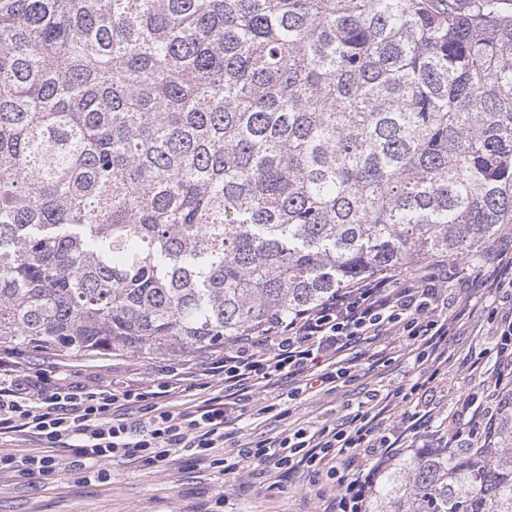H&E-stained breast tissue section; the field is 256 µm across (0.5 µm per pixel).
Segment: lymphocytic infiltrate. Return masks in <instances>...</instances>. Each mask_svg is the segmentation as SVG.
Returning a JSON list of instances; mask_svg holds the SVG:
<instances>
[{"label": "lymphocytic infiltrate", "mask_w": 512, "mask_h": 512, "mask_svg": "<svg viewBox=\"0 0 512 512\" xmlns=\"http://www.w3.org/2000/svg\"><path fill=\"white\" fill-rule=\"evenodd\" d=\"M451 277L436 265L401 280L394 276L366 278L324 303L278 320L260 334L233 343L219 360L201 362L190 390L196 404L181 412L168 409L173 386L163 381L149 388H94L68 382L59 368H38L22 351L0 350V440L31 435L47 445V453L17 456L0 450V470L28 478L49 479L58 468L54 448H65L81 480L104 482L109 462L135 459L154 468L166 467L179 451L207 459L222 448L232 414L245 407L252 393L273 386L280 377L298 374L304 390L335 384L350 374L338 355L360 336L392 332L429 344L431 368L421 371L408 390L390 394V401H409L429 391L448 361L449 323L436 300ZM430 413L404 411L390 431L380 429L371 411L357 408L346 427L300 428L268 441L244 445L242 458L278 469L306 468L317 475L335 472L344 456L364 449L360 467L343 476L336 512H367L379 479L401 456L418 446L422 432L430 445L444 448L448 436L434 429Z\"/></svg>", "instance_id": "f902f5d3"}]
</instances>
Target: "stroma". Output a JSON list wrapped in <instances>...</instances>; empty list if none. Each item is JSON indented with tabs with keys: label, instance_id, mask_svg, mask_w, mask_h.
<instances>
[{
	"label": "stroma",
	"instance_id": "stroma-1",
	"mask_svg": "<svg viewBox=\"0 0 512 512\" xmlns=\"http://www.w3.org/2000/svg\"><path fill=\"white\" fill-rule=\"evenodd\" d=\"M501 257L512 260V224L501 227L481 260L460 261L466 279L440 292L439 307L453 321L448 371L418 406L434 409L437 421L446 422L452 434L467 394L493 376L498 320L512 307V295L489 288L481 273L493 269ZM422 351L421 342L403 336H368L343 353L353 367L347 382L303 393L299 377H281L261 394L264 401L280 403L281 413L258 415L246 407L243 416L227 426L230 438L216 452L224 460L220 466L180 451L165 468L120 460L111 465L110 481L86 483L71 470L70 453L56 449L60 467L48 480L0 471V512H332L339 488L336 475L314 478L302 468L284 471L246 460L239 455L241 445L274 440L298 428L346 423L349 413L369 396L383 397L416 382V358ZM30 361L64 364L72 381L85 386L149 387L159 382L164 370L182 367L186 358L125 354L89 359L54 352L31 355Z\"/></svg>",
	"mask_w": 512,
	"mask_h": 512
}]
</instances>
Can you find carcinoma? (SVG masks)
<instances>
[{
	"instance_id": "carcinoma-1",
	"label": "carcinoma",
	"mask_w": 512,
	"mask_h": 512,
	"mask_svg": "<svg viewBox=\"0 0 512 512\" xmlns=\"http://www.w3.org/2000/svg\"><path fill=\"white\" fill-rule=\"evenodd\" d=\"M503 224L506 0H0V348L205 353ZM501 440L373 512H512Z\"/></svg>"
}]
</instances>
